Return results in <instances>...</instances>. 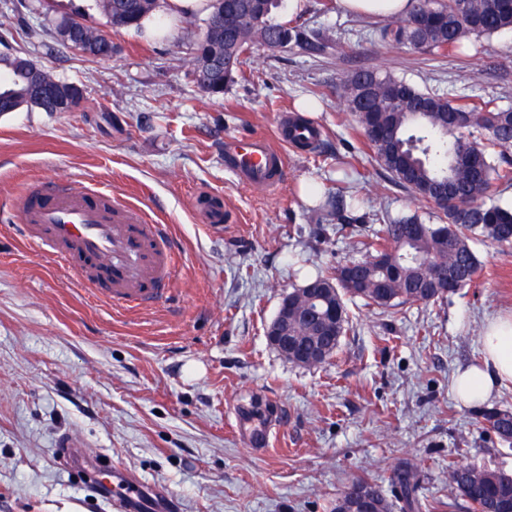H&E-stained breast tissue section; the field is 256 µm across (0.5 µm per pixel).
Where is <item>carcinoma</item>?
<instances>
[{"label": "carcinoma", "mask_w": 512, "mask_h": 512, "mask_svg": "<svg viewBox=\"0 0 512 512\" xmlns=\"http://www.w3.org/2000/svg\"><path fill=\"white\" fill-rule=\"evenodd\" d=\"M104 17H117V30L138 29L157 7V0H97ZM249 0H210L208 19L224 17L206 37L194 44L191 73L207 62L199 88L211 97L224 94L235 83L239 71L224 73L221 62L226 55H243L252 45L276 38L286 47L290 43L320 52L326 40L308 35L274 20L281 0L256 27L247 18ZM512 29V0H413L410 11L386 25L381 38L397 45L429 54H443L462 48L472 36H491ZM74 39L83 44L90 58L110 56L116 46L112 38L89 27L75 31ZM10 53L0 52V94L15 99L17 108L56 112L48 101L33 99L26 79L11 67ZM369 91L365 102H357L360 90ZM342 109L358 113V123L373 150L376 161L391 175V180L442 212L440 224L424 225L420 235L406 238L403 228L419 224L416 215L389 219L373 233L371 255L362 261L348 262L333 275H318L317 283L336 284V332L326 333L323 345L335 353L347 322L343 296L359 297L369 305L391 309L409 302H429L443 297L432 288L436 277L449 278L459 290L471 285L480 261L471 247L475 234L497 244L512 243V209L486 203L492 181L512 182V165L503 163L493 149L512 147V111L495 110L474 103L458 104L425 93L404 80L377 70L359 71L343 84ZM461 113L467 119L456 131L443 133L444 114ZM453 186V203H443L439 195ZM477 422L492 429L499 438L512 440V412L487 410ZM448 476L457 492L475 512H509L512 509V474L504 469H488L459 462L448 463ZM391 483L403 512H418V480L406 462L393 471ZM364 489L392 512L381 485L358 479L340 494Z\"/></svg>", "instance_id": "obj_1"}]
</instances>
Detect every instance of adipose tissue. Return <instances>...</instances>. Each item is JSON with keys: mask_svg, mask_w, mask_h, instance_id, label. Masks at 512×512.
Wrapping results in <instances>:
<instances>
[{"mask_svg": "<svg viewBox=\"0 0 512 512\" xmlns=\"http://www.w3.org/2000/svg\"><path fill=\"white\" fill-rule=\"evenodd\" d=\"M480 364L460 368L453 393L464 403L487 402L504 382H512V313L489 321L482 333Z\"/></svg>", "mask_w": 512, "mask_h": 512, "instance_id": "adipose-tissue-1", "label": "adipose tissue"}]
</instances>
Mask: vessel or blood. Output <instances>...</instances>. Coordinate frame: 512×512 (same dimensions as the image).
<instances>
[{
	"label": "vessel or blood",
	"instance_id": "1",
	"mask_svg": "<svg viewBox=\"0 0 512 512\" xmlns=\"http://www.w3.org/2000/svg\"><path fill=\"white\" fill-rule=\"evenodd\" d=\"M316 139L312 128L290 129L281 121L277 141L252 135L224 138V167L239 184L271 191L282 186L288 173L284 146L297 137ZM24 239L63 262L77 282L100 300L135 309L158 303L176 275L177 265L167 227L151 223L134 205L115 201L102 189H76L61 181L45 183L30 193L20 209ZM270 418L260 420L238 409L236 431L252 448L268 447L276 432ZM110 472V498L116 512H176L175 499L146 488L138 478L112 464L97 460Z\"/></svg>",
	"mask_w": 512,
	"mask_h": 512
}]
</instances>
